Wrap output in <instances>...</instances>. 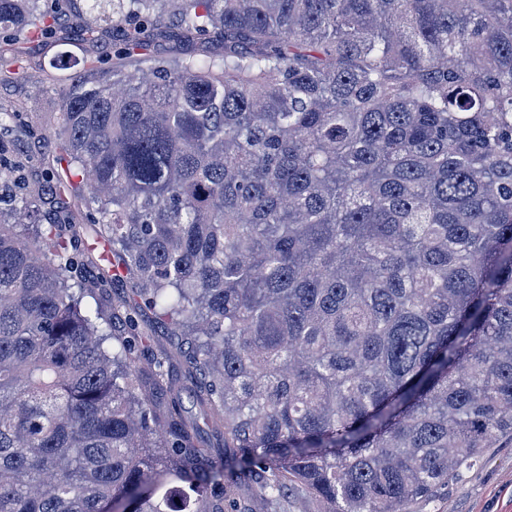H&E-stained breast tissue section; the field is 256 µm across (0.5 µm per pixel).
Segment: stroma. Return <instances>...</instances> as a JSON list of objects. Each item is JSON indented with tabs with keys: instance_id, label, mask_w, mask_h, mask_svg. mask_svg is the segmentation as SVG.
<instances>
[{
	"instance_id": "stroma-1",
	"label": "stroma",
	"mask_w": 512,
	"mask_h": 512,
	"mask_svg": "<svg viewBox=\"0 0 512 512\" xmlns=\"http://www.w3.org/2000/svg\"><path fill=\"white\" fill-rule=\"evenodd\" d=\"M65 16L55 36L25 46L22 68L0 81V108L18 113L24 123L47 119L57 109L62 89L85 74L86 59L112 63L115 48L111 33L92 40L80 39L76 23L85 11V0H64ZM409 512H512V446L488 449L467 480L450 487L431 501H418Z\"/></svg>"
}]
</instances>
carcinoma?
<instances>
[{
    "label": "carcinoma",
    "instance_id": "cac0c4a2",
    "mask_svg": "<svg viewBox=\"0 0 512 512\" xmlns=\"http://www.w3.org/2000/svg\"><path fill=\"white\" fill-rule=\"evenodd\" d=\"M86 14L52 158L0 115V512H407L512 441V0ZM47 18L0 0V61ZM147 53L157 57H173L176 55H192L199 59L224 54V43L213 42L206 45L191 42L157 41L151 44ZM15 154L27 165L38 166L43 157L53 152V144L49 140L31 139L23 131H17L14 139Z\"/></svg>",
    "mask_w": 512,
    "mask_h": 512
}]
</instances>
